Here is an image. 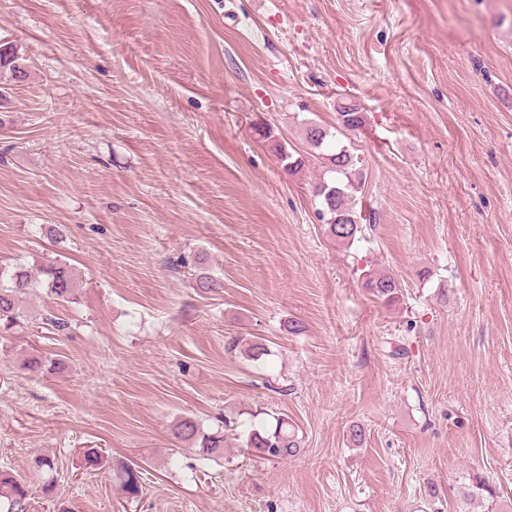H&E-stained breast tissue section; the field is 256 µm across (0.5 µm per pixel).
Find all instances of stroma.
<instances>
[{
  "label": "stroma",
  "instance_id": "obj_1",
  "mask_svg": "<svg viewBox=\"0 0 512 512\" xmlns=\"http://www.w3.org/2000/svg\"><path fill=\"white\" fill-rule=\"evenodd\" d=\"M3 43L30 77L0 71V265L67 264L77 291L0 336V468L77 512H431L433 487L512 512V0H0ZM308 122L363 174L353 242L319 219ZM35 352L60 367L21 370ZM182 415L226 420L223 456L175 440ZM276 415L301 448L271 462L242 442ZM366 275L365 288L373 298L384 302H391L399 298L401 285L393 276L381 272Z\"/></svg>",
  "mask_w": 512,
  "mask_h": 512
}]
</instances>
